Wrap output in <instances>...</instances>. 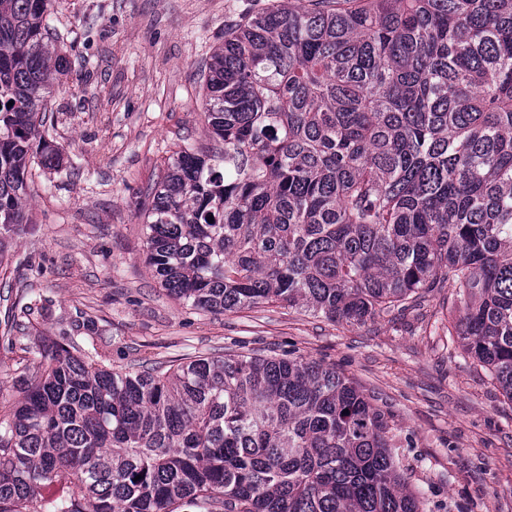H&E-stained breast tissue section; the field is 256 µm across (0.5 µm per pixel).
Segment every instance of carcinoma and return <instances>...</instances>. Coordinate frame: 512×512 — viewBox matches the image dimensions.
<instances>
[{
  "mask_svg": "<svg viewBox=\"0 0 512 512\" xmlns=\"http://www.w3.org/2000/svg\"><path fill=\"white\" fill-rule=\"evenodd\" d=\"M49 2L0 0V262L29 166L63 160L38 115L68 73ZM308 2L213 51L204 116L224 153L170 159L149 266L205 311L359 326L446 287L463 352L512 401V0ZM38 354L21 399L0 377V512H420L387 413L333 366L112 372L74 336Z\"/></svg>",
  "mask_w": 512,
  "mask_h": 512,
  "instance_id": "carcinoma-1",
  "label": "carcinoma"
}]
</instances>
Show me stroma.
Segmentation results:
<instances>
[{
	"mask_svg": "<svg viewBox=\"0 0 512 512\" xmlns=\"http://www.w3.org/2000/svg\"><path fill=\"white\" fill-rule=\"evenodd\" d=\"M275 2L51 0L70 69L41 116L63 161L30 169L31 222L0 267V321L27 303L44 315L13 348L0 344V373L24 388L38 345L66 334L123 373L195 356L316 360L389 413L422 512H512V401L453 343L447 289L360 327L275 304L202 311L170 296L146 262L144 212L170 157L223 147L203 117L205 65L225 30Z\"/></svg>",
	"mask_w": 512,
	"mask_h": 512,
	"instance_id": "35a3bbf8",
	"label": "stroma"
}]
</instances>
